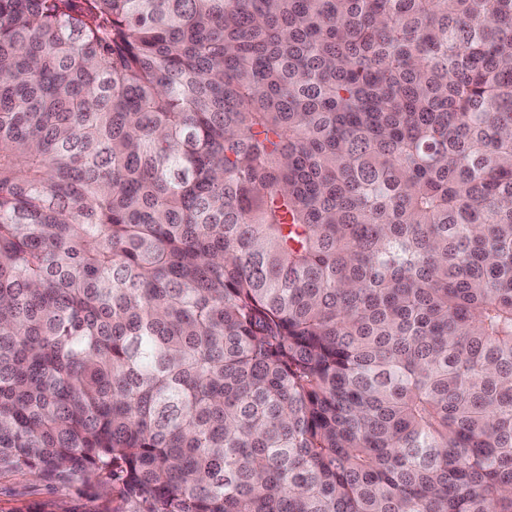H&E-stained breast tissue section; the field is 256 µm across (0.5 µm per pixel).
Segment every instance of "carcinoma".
<instances>
[{
  "mask_svg": "<svg viewBox=\"0 0 512 512\" xmlns=\"http://www.w3.org/2000/svg\"><path fill=\"white\" fill-rule=\"evenodd\" d=\"M6 471L512 512V0H0Z\"/></svg>",
  "mask_w": 512,
  "mask_h": 512,
  "instance_id": "carcinoma-1",
  "label": "carcinoma"
}]
</instances>
